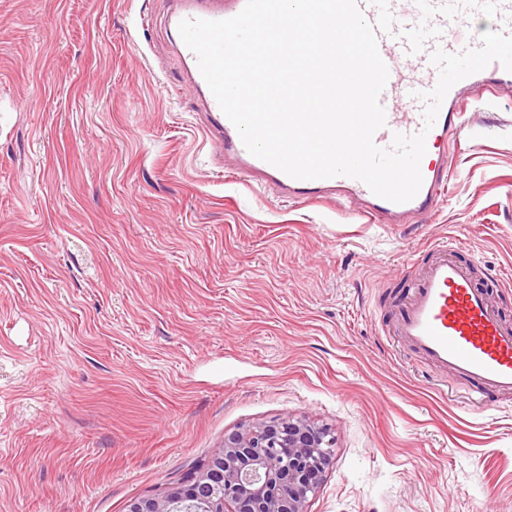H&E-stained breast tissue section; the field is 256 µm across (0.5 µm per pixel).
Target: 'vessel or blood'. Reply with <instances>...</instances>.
I'll return each instance as SVG.
<instances>
[{
	"mask_svg": "<svg viewBox=\"0 0 512 512\" xmlns=\"http://www.w3.org/2000/svg\"><path fill=\"white\" fill-rule=\"evenodd\" d=\"M449 0H429L437 12L423 17L415 0H388L395 19L393 34H379V52L389 70L387 85L380 96L386 124L374 135L382 148L391 147L395 134H426V153L421 160L423 181L417 195L395 203L375 193L362 181L346 176L301 180L251 155L240 136L221 111L203 78L195 54L184 42H177L184 67V82L202 100L205 133L211 143L216 169L227 168L245 181L273 189L279 198L296 201L354 203V216L374 224H407L420 220L437 207L448 181V139L462 123L472 90L494 91L512 83V72L500 63L456 83L444 98L432 128H425L420 92L432 89L439 69L430 60L435 50L457 52L463 47L456 29L458 19L439 14ZM168 24L178 27L185 19L224 20L236 16L245 0H169ZM437 28L422 50L410 53L398 31L420 22ZM434 259L414 288L405 313L396 328L397 336L425 355L450 378L469 379L473 389L469 400L479 404L485 392L512 393V327L505 326L499 311L479 288L472 271L458 263L448 245L434 246Z\"/></svg>",
	"mask_w": 512,
	"mask_h": 512,
	"instance_id": "b4317fda",
	"label": "vessel or blood"
}]
</instances>
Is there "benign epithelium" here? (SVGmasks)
<instances>
[{"instance_id": "obj_1", "label": "benign epithelium", "mask_w": 512, "mask_h": 512, "mask_svg": "<svg viewBox=\"0 0 512 512\" xmlns=\"http://www.w3.org/2000/svg\"><path fill=\"white\" fill-rule=\"evenodd\" d=\"M333 443L328 428L292 415L232 432L199 475L127 512H308Z\"/></svg>"}]
</instances>
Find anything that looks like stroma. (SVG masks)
Instances as JSON below:
<instances>
[{"instance_id":"stroma-1","label":"stroma","mask_w":512,"mask_h":512,"mask_svg":"<svg viewBox=\"0 0 512 512\" xmlns=\"http://www.w3.org/2000/svg\"><path fill=\"white\" fill-rule=\"evenodd\" d=\"M168 0H0V512H126L238 429L330 428L308 512H512V394L393 334L457 243L512 326V88L422 224L213 171Z\"/></svg>"}]
</instances>
